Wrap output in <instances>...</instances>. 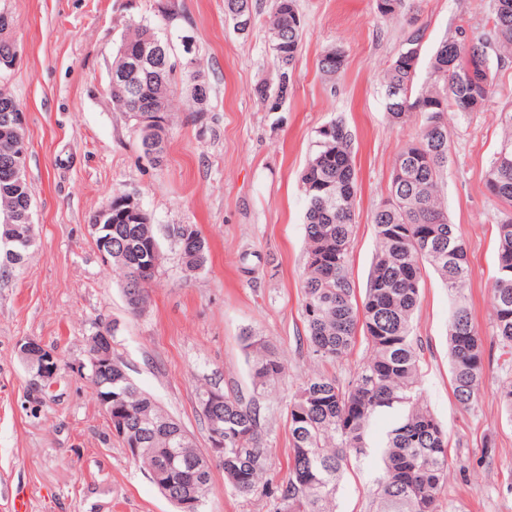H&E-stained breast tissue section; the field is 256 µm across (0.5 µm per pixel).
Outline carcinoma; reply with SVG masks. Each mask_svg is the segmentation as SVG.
<instances>
[{
  "mask_svg": "<svg viewBox=\"0 0 512 512\" xmlns=\"http://www.w3.org/2000/svg\"><path fill=\"white\" fill-rule=\"evenodd\" d=\"M405 0H377L381 17L402 14ZM225 14L237 33L248 35L238 21H254L252 0H224ZM160 35L155 25L142 20L131 25L120 48L137 51V41L147 32ZM303 22L296 0H272L268 39L275 83H260L254 94L268 112L279 111L294 88V66L301 43ZM423 31L408 32L399 53L384 74L385 109L394 124L411 119L419 123L414 141L394 163L388 197L394 204L378 205L373 214L378 249L361 302L354 300L350 258L354 248V200L358 177L352 138L340 120L323 125L315 149L300 177L305 198L306 262L301 287V310L306 342L320 364L334 365L349 356L357 331L367 341L366 362L347 381L315 371L299 386L288 404L290 461L288 476L271 486L264 481L268 448L263 439L266 408L259 396L286 371L282 354L252 330L241 340L247 355L253 396L203 389L197 401L205 422L216 416L224 423V459L219 465L225 484L238 494L271 497L277 512H334L343 467L371 447L369 428L380 415L391 418L382 445V474L373 493L374 512H439L440 494L450 469L448 435L422 397L421 348L412 335L426 268L430 267L448 288V350L453 394L463 406L477 400L484 371V347L473 322L464 287L472 269L466 247L440 195V182L448 164V113L465 116L484 104L493 93L490 53L512 55V0H493L490 29L476 38H449L432 56L426 86L417 89L419 60L409 49L422 44ZM343 53L332 47L319 61L323 73L334 76L343 68ZM209 90L201 73L187 67L169 51L166 66L158 71L168 87L177 75ZM155 82L139 77L137 93L112 88V109L136 115L146 106L165 113L171 121L173 97H155ZM504 137L485 171L488 193L512 206V111L501 113ZM123 193L112 195V224L106 235L112 241V264L121 272L124 295L131 294L136 275L152 256L160 265L162 253L151 224H137L125 211ZM32 206L28 184L12 195L0 193V225L5 214H22ZM178 229L182 262L202 268L209 247L184 239ZM155 273L146 275L141 295L127 302L137 314L150 300ZM489 335L512 364V213L497 224L496 276L491 288ZM97 399L112 394V417L124 419L131 436L141 442L138 457L158 490L174 504L191 484L204 480L194 512H202L211 490L212 463L196 447L183 425L169 415L131 378L126 365L112 359V383L88 365ZM499 404L512 422V379L497 391Z\"/></svg>",
  "mask_w": 512,
  "mask_h": 512,
  "instance_id": "1",
  "label": "carcinoma"
}]
</instances>
